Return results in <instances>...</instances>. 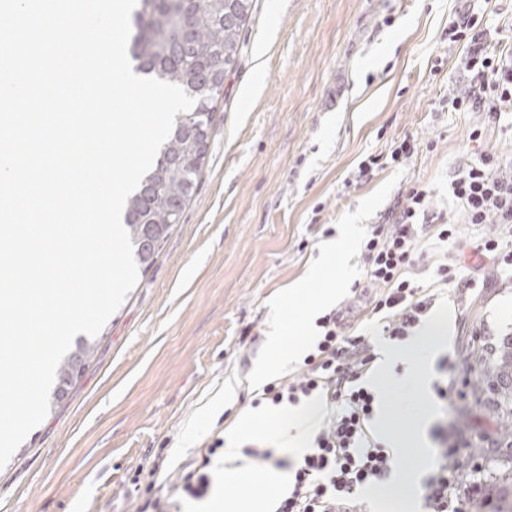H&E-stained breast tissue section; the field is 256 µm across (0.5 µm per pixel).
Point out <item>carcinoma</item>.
Wrapping results in <instances>:
<instances>
[{"mask_svg":"<svg viewBox=\"0 0 512 512\" xmlns=\"http://www.w3.org/2000/svg\"><path fill=\"white\" fill-rule=\"evenodd\" d=\"M252 0H233L237 12L227 18L225 0H196L192 22L172 14L161 0H140L138 33L130 54L145 74L175 83L193 94L191 112L179 113L175 125L203 129V141L177 130L159 151L153 168L128 198L124 226L140 269L156 262L173 228L196 193L198 178L212 136V115L224 92V78L236 63L243 27ZM98 341L75 337L58 367L51 397L58 405L68 396L94 360ZM498 363L486 386L499 406L498 426L512 447V334L499 338ZM492 512H512V483L494 490Z\"/></svg>","mask_w":512,"mask_h":512,"instance_id":"cac0c4a2","label":"carcinoma"}]
</instances>
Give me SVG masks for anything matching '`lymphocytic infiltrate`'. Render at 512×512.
Returning <instances> with one entry per match:
<instances>
[{"mask_svg":"<svg viewBox=\"0 0 512 512\" xmlns=\"http://www.w3.org/2000/svg\"><path fill=\"white\" fill-rule=\"evenodd\" d=\"M491 32L474 15L460 16L448 40L463 44L458 61L466 73L464 92L449 95L444 109L512 112V59L490 50ZM450 194L466 223H494L473 249L492 258L499 278L512 276V165L492 152L454 169ZM431 194L414 188L397 205L387 223L373 224L361 243L369 299L365 312L387 340L405 344L421 331L439 294L451 291L463 303L480 292L475 278H463L464 256L443 254L428 270L418 261L422 234L441 244L456 240L452 223H427ZM318 332L297 372L266 384L259 400L272 407L321 403L324 414L309 445L295 457H275L271 449L245 446L244 455L259 463L288 468L293 480L269 512H364V488L387 481L398 457L377 436L374 419L383 403L369 381L377 355L367 334L355 329L344 311L333 310L316 321ZM437 463L424 481V512H459L472 489L469 445L460 438L457 419L441 418L433 428Z\"/></svg>","mask_w":512,"mask_h":512,"instance_id":"1","label":"lymphocytic infiltrate"}]
</instances>
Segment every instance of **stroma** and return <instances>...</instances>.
<instances>
[{
	"label": "stroma",
	"mask_w": 512,
	"mask_h": 512,
	"mask_svg": "<svg viewBox=\"0 0 512 512\" xmlns=\"http://www.w3.org/2000/svg\"><path fill=\"white\" fill-rule=\"evenodd\" d=\"M483 14L497 50L512 54V0H252L237 63L224 80L199 187L157 262L103 327L93 364L68 398L49 411L0 468V512H138L151 495L170 496L201 465L239 417L262 420L259 446L275 457L284 407H252L255 368L289 289L307 285L328 245L346 228L341 256L352 300L364 277L360 243L411 188L432 192L434 212L457 215L448 195L454 168L475 158L469 136L484 131L486 151L512 162V115L442 110L461 86V45L449 24ZM448 60L440 73L431 66ZM419 148L401 166L349 177L395 140ZM485 227L460 224L449 251L467 253V275L486 280L482 295L436 311L441 348L425 350L431 379L440 359L460 367L452 406L421 393L403 369L387 378L386 398L400 431L420 409L459 418L481 476L495 484L512 468L496 411L474 383L493 368L499 336L512 333V285L489 258H472Z\"/></svg>",
	"instance_id": "obj_1"
}]
</instances>
